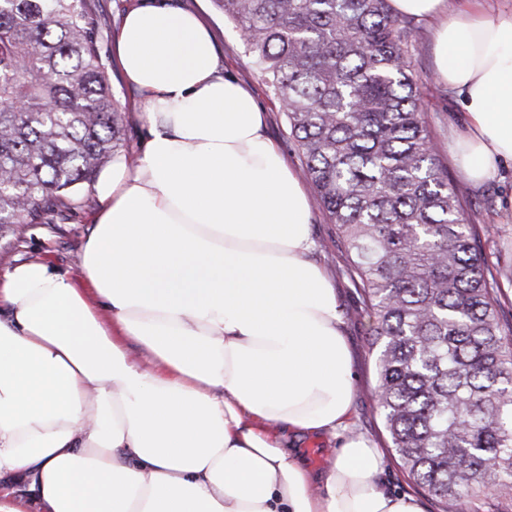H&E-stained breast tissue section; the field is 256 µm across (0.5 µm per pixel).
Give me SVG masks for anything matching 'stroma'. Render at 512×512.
I'll return each mask as SVG.
<instances>
[{
  "instance_id": "obj_1",
  "label": "stroma",
  "mask_w": 512,
  "mask_h": 512,
  "mask_svg": "<svg viewBox=\"0 0 512 512\" xmlns=\"http://www.w3.org/2000/svg\"><path fill=\"white\" fill-rule=\"evenodd\" d=\"M176 2L204 18L214 36L221 67L254 94L264 113L267 135L278 141L289 166L295 171H302V157L289 136L287 120L265 79L246 54L238 29L225 20L212 0ZM120 13L118 0H99V45L103 55L111 62L109 74L112 89L122 108L128 112L122 134L123 145L126 151L135 154L140 150L147 127L141 117L136 95L127 86L115 61L113 39ZM417 27L420 44L411 62L425 94L427 122L439 146L441 162L460 191L464 216L467 223L473 224L485 255L492 262L511 265L512 175H507L505 180L490 181L478 187L470 184L462 175L456 159L448 150V143L463 128L465 117L448 89L435 78L431 26L421 21ZM98 206L91 188L85 187L80 192L76 209L51 216L45 224L26 225L20 234L10 230L0 231V275L15 262L40 259L67 271L75 282H82L80 255L92 228L91 218ZM311 238L313 247L309 257L325 268L336 290L342 329L352 357L356 390L348 430L363 436L381 451L384 457L379 476L381 487L389 492L414 496L422 512H512V499L508 497L475 495L460 503L446 504L424 492L401 468L374 401L376 354L370 348L368 324L354 315L359 296L340 272L342 246L336 239L334 225L322 210L313 212Z\"/></svg>"
}]
</instances>
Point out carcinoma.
Here are the masks:
<instances>
[{
    "label": "carcinoma",
    "mask_w": 512,
    "mask_h": 512,
    "mask_svg": "<svg viewBox=\"0 0 512 512\" xmlns=\"http://www.w3.org/2000/svg\"><path fill=\"white\" fill-rule=\"evenodd\" d=\"M98 0H0V226L76 205L126 119ZM288 120L370 323L375 401L428 494L512 497V325L426 120L417 27L389 0H213Z\"/></svg>",
    "instance_id": "carcinoma-1"
}]
</instances>
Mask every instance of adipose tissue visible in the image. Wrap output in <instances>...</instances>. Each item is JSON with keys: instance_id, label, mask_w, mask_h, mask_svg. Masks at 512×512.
<instances>
[{"instance_id": "adipose-tissue-1", "label": "adipose tissue", "mask_w": 512, "mask_h": 512, "mask_svg": "<svg viewBox=\"0 0 512 512\" xmlns=\"http://www.w3.org/2000/svg\"><path fill=\"white\" fill-rule=\"evenodd\" d=\"M432 26L474 184L512 162V4L390 0ZM114 49L145 109L136 166L93 185L84 286L43 261L0 277V512H421L342 439L313 475L289 433L337 436L351 353L311 261L312 210L252 94L194 12L138 0Z\"/></svg>"}]
</instances>
